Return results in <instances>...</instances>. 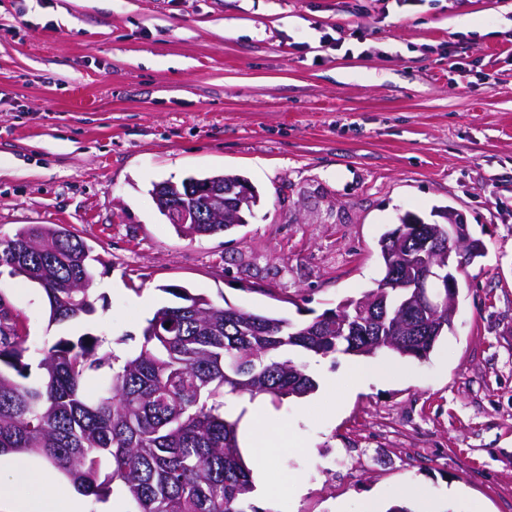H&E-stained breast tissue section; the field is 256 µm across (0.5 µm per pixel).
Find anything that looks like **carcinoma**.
I'll return each instance as SVG.
<instances>
[{
    "instance_id": "cac0c4a2",
    "label": "carcinoma",
    "mask_w": 512,
    "mask_h": 512,
    "mask_svg": "<svg viewBox=\"0 0 512 512\" xmlns=\"http://www.w3.org/2000/svg\"><path fill=\"white\" fill-rule=\"evenodd\" d=\"M229 190L238 175L213 174L176 184V204H201L195 187L213 181ZM235 228L197 224L198 236ZM91 247L58 225L21 227L0 241V268L42 288L49 323L95 312ZM175 302L158 308L140 348L102 349L86 333L61 337L38 360L25 358L27 337L0 325V455L28 453L57 468L99 501L120 481L134 512H265L252 504L254 483L239 446L241 417L225 396L304 398L318 387L290 349L327 357H371L390 351L425 360L437 336H413L401 319L407 293H388L387 316L336 332V312L359 318L352 299L308 321L214 304L187 288H167Z\"/></svg>"
}]
</instances>
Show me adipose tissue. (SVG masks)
I'll return each mask as SVG.
<instances>
[{
    "label": "adipose tissue",
    "instance_id": "obj_1",
    "mask_svg": "<svg viewBox=\"0 0 512 512\" xmlns=\"http://www.w3.org/2000/svg\"><path fill=\"white\" fill-rule=\"evenodd\" d=\"M0 469L10 471L9 482L0 483V512H81L80 500L70 488L51 484L38 497L23 493L22 487L31 477L24 460L15 455L0 456Z\"/></svg>",
    "mask_w": 512,
    "mask_h": 512
}]
</instances>
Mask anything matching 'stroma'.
Segmentation results:
<instances>
[{"label":"stroma","instance_id":"35a3bbf8","mask_svg":"<svg viewBox=\"0 0 512 512\" xmlns=\"http://www.w3.org/2000/svg\"><path fill=\"white\" fill-rule=\"evenodd\" d=\"M249 180L247 224L190 240L153 184ZM461 211L485 254L457 272L423 361L295 354L321 384L241 424L264 512H512V0H0V240L56 224L99 257L96 312L52 325L0 274L30 357L92 333L134 349L166 285L301 320L375 288L378 241Z\"/></svg>","mask_w":512,"mask_h":512}]
</instances>
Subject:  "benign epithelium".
I'll use <instances>...</instances> for the list:
<instances>
[{
  "label": "benign epithelium",
  "mask_w": 512,
  "mask_h": 512,
  "mask_svg": "<svg viewBox=\"0 0 512 512\" xmlns=\"http://www.w3.org/2000/svg\"><path fill=\"white\" fill-rule=\"evenodd\" d=\"M254 199L246 186L239 187L234 198L224 201L225 211L232 218L246 223L244 213L252 210ZM166 213L177 224H208L213 221L214 210H197L169 204ZM417 232L421 234L416 251L392 248L396 272L380 284V290L366 301V309L373 312L386 298L389 288L415 289L416 305L420 325L431 334H439L445 321H453L458 301V280L453 271H460L471 264L484 251L481 240L473 237L465 216L450 207L444 211L443 222L434 226L421 224L399 225L396 237L404 240ZM445 237L447 273L438 270L441 263L436 258L433 243Z\"/></svg>",
  "instance_id": "obj_1"
}]
</instances>
